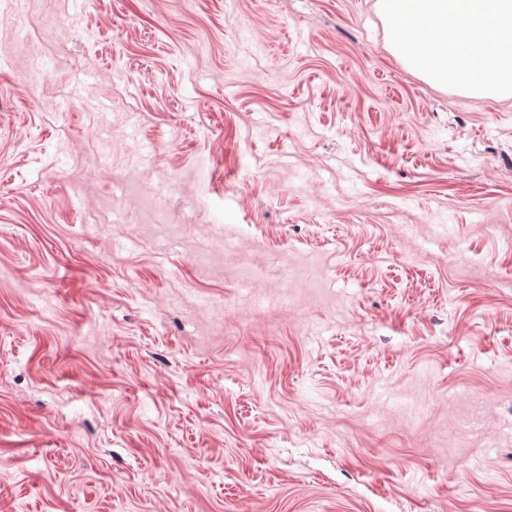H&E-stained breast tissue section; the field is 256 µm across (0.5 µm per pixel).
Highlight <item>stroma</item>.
Segmentation results:
<instances>
[{
  "label": "stroma",
  "instance_id": "35a3bbf8",
  "mask_svg": "<svg viewBox=\"0 0 512 512\" xmlns=\"http://www.w3.org/2000/svg\"><path fill=\"white\" fill-rule=\"evenodd\" d=\"M0 512H512V95L377 0H0Z\"/></svg>",
  "mask_w": 512,
  "mask_h": 512
}]
</instances>
